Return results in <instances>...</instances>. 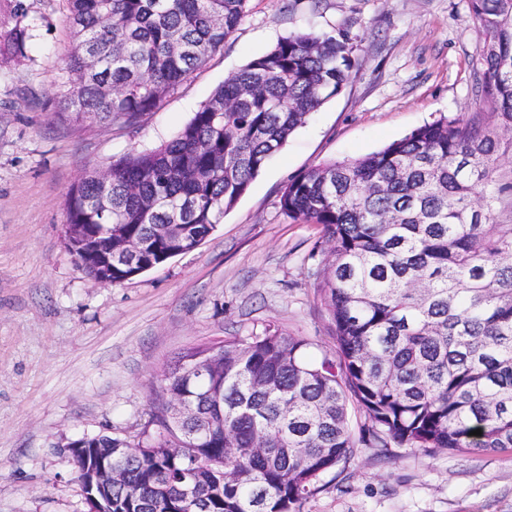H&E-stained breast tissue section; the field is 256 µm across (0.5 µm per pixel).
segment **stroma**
Wrapping results in <instances>:
<instances>
[{
	"label": "stroma",
	"instance_id": "stroma-1",
	"mask_svg": "<svg viewBox=\"0 0 512 512\" xmlns=\"http://www.w3.org/2000/svg\"><path fill=\"white\" fill-rule=\"evenodd\" d=\"M23 10L25 58L0 55V512H86L69 442L153 436L161 371L196 344L273 324L333 353L315 289L322 229L280 209L288 182L482 105L468 0H249L238 29L132 125L55 115L68 88L66 0ZM347 31V86L298 128L198 249L129 280L86 276L64 246L66 192L85 170L173 137L211 93L292 31ZM302 512H512V450L357 448Z\"/></svg>",
	"mask_w": 512,
	"mask_h": 512
}]
</instances>
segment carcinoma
<instances>
[{"label":"carcinoma","mask_w":512,"mask_h":512,"mask_svg":"<svg viewBox=\"0 0 512 512\" xmlns=\"http://www.w3.org/2000/svg\"><path fill=\"white\" fill-rule=\"evenodd\" d=\"M70 87L55 114L131 125L224 47L248 0H67ZM482 33L479 117L425 124L357 159L288 182L279 200L319 224L317 295L337 357L267 326L183 351L160 375L158 432L68 444L78 480L112 461V512H186L183 490L209 491L203 512H300L356 448L491 453L512 448V224L495 220L497 171L512 133V0H469ZM18 15L4 39L27 53ZM354 46L342 33L279 39L224 81L153 149L82 174L66 193L65 247L91 279L118 283L203 244L289 136L347 85ZM113 223L112 237L101 225ZM148 244L135 265L125 244ZM174 400L190 409L167 422ZM365 422L350 426L349 405ZM482 434L475 436L472 431ZM188 442L189 454L170 451Z\"/></svg>","instance_id":"carcinoma-1"}]
</instances>
